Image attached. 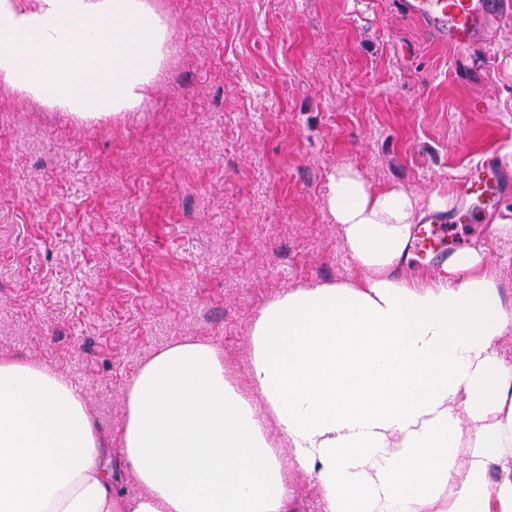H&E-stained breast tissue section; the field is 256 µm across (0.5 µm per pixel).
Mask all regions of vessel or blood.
<instances>
[{
    "label": "vessel or blood",
    "mask_w": 512,
    "mask_h": 512,
    "mask_svg": "<svg viewBox=\"0 0 512 512\" xmlns=\"http://www.w3.org/2000/svg\"><path fill=\"white\" fill-rule=\"evenodd\" d=\"M397 7L435 43L460 52L480 50L477 65L481 68L489 67L495 56L492 19L512 18V0H398ZM462 181L465 198L453 216L417 225L410 249L414 258H444L453 225L482 223L485 212L512 193V160L488 159L469 168Z\"/></svg>",
    "instance_id": "b4317fda"
}]
</instances>
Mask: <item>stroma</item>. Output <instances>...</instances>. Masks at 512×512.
<instances>
[{"label":"stroma","mask_w":512,"mask_h":512,"mask_svg":"<svg viewBox=\"0 0 512 512\" xmlns=\"http://www.w3.org/2000/svg\"><path fill=\"white\" fill-rule=\"evenodd\" d=\"M145 105L81 121L0 82V355L41 360L116 434L127 380L179 337L247 384L273 296L348 278L336 169L458 196L512 147V23L491 69L424 40L393 0H168ZM486 101L484 112H469ZM287 512H319L279 449Z\"/></svg>","instance_id":"1"}]
</instances>
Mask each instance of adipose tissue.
Returning <instances> with one entry per match:
<instances>
[{
  "label": "adipose tissue",
  "instance_id": "ef3b65f1",
  "mask_svg": "<svg viewBox=\"0 0 512 512\" xmlns=\"http://www.w3.org/2000/svg\"><path fill=\"white\" fill-rule=\"evenodd\" d=\"M166 36L146 0H0V81L81 120L132 112ZM452 205L338 169L325 207L352 276L263 306L249 388L211 341L155 351L116 437L49 364L0 356V512H286L280 443L322 512H512V302L483 249L408 265L414 224ZM114 444L138 496L112 493Z\"/></svg>",
  "mask_w": 512,
  "mask_h": 512
}]
</instances>
